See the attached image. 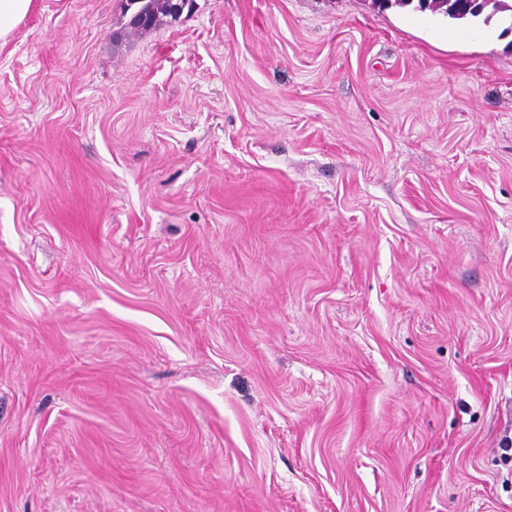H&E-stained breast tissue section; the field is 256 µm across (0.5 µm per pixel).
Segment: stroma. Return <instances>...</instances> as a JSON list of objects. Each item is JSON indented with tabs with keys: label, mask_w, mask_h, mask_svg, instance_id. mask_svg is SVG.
Segmentation results:
<instances>
[{
	"label": "stroma",
	"mask_w": 512,
	"mask_h": 512,
	"mask_svg": "<svg viewBox=\"0 0 512 512\" xmlns=\"http://www.w3.org/2000/svg\"><path fill=\"white\" fill-rule=\"evenodd\" d=\"M123 11L0 49V512H512L501 16Z\"/></svg>",
	"instance_id": "stroma-1"
}]
</instances>
